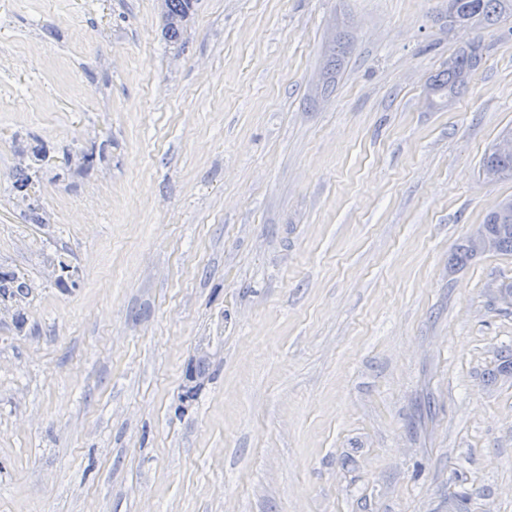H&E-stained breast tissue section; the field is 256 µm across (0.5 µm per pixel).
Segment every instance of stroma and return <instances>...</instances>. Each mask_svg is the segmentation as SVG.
Segmentation results:
<instances>
[{
	"label": "stroma",
	"mask_w": 512,
	"mask_h": 512,
	"mask_svg": "<svg viewBox=\"0 0 512 512\" xmlns=\"http://www.w3.org/2000/svg\"><path fill=\"white\" fill-rule=\"evenodd\" d=\"M509 128L448 0H0V512H512ZM193 0H164L166 33L171 40H178L183 22L193 7ZM476 61L474 49L469 52L463 51L448 63V68H445L434 77L430 88L439 92L437 97L442 103L448 104V98H455L466 85L468 76ZM487 168H496L498 169L502 177H511L512 176V155L501 156L497 155L492 151V148L484 155L482 159V169L483 174L488 180H495L499 178V173L494 169ZM486 169V170H485ZM485 170V171H484ZM496 212L498 223L496 219ZM500 224H510L507 229H503ZM487 232L495 234L498 239V247L496 249V241L493 237L481 231H476L471 236V241L476 254L495 251L499 253H512V200L502 201L496 211H491L484 224L481 225ZM28 284L12 271H0V296L16 297L28 293Z\"/></svg>",
	"instance_id": "35a3bbf8"
}]
</instances>
